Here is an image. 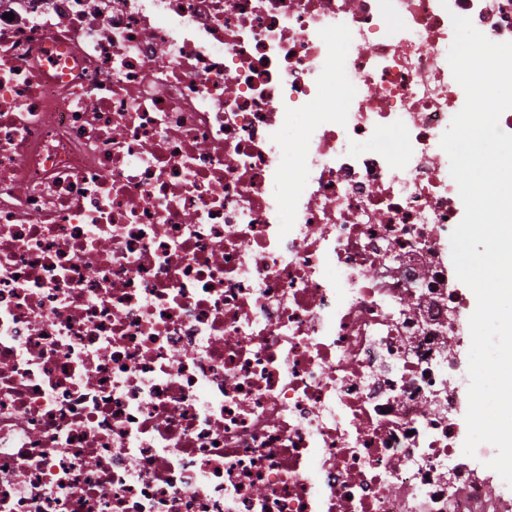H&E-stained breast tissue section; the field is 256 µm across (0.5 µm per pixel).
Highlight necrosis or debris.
<instances>
[{"instance_id": "4bbe7bcc", "label": "necrosis or debris", "mask_w": 512, "mask_h": 512, "mask_svg": "<svg viewBox=\"0 0 512 512\" xmlns=\"http://www.w3.org/2000/svg\"><path fill=\"white\" fill-rule=\"evenodd\" d=\"M455 14L512 41V0H0V512H512L448 413Z\"/></svg>"}]
</instances>
